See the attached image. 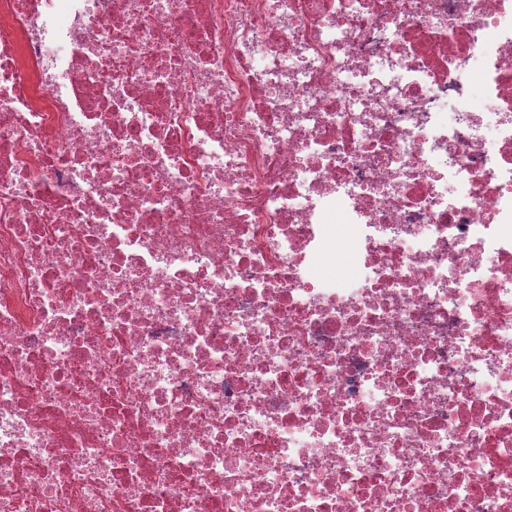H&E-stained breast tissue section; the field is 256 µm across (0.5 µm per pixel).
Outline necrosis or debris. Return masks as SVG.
Here are the masks:
<instances>
[{
    "mask_svg": "<svg viewBox=\"0 0 512 512\" xmlns=\"http://www.w3.org/2000/svg\"><path fill=\"white\" fill-rule=\"evenodd\" d=\"M0 512H512V0H0Z\"/></svg>",
    "mask_w": 512,
    "mask_h": 512,
    "instance_id": "1",
    "label": "necrosis or debris"
}]
</instances>
